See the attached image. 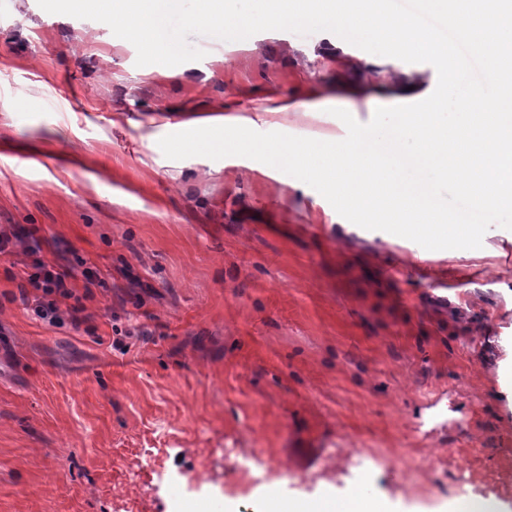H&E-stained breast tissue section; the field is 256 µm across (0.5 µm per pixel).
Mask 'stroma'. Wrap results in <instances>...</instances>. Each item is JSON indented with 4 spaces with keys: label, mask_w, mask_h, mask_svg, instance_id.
Masks as SVG:
<instances>
[{
    "label": "stroma",
    "mask_w": 512,
    "mask_h": 512,
    "mask_svg": "<svg viewBox=\"0 0 512 512\" xmlns=\"http://www.w3.org/2000/svg\"><path fill=\"white\" fill-rule=\"evenodd\" d=\"M262 31L205 60L137 66L102 22L0 0V225L70 267L86 318L51 325L0 254V512H247L361 493L392 512H512V230L471 259L351 226L248 158L171 160L187 114L271 108L272 131L342 121L310 96L341 62ZM145 337H137L139 329Z\"/></svg>",
    "instance_id": "obj_1"
}]
</instances>
